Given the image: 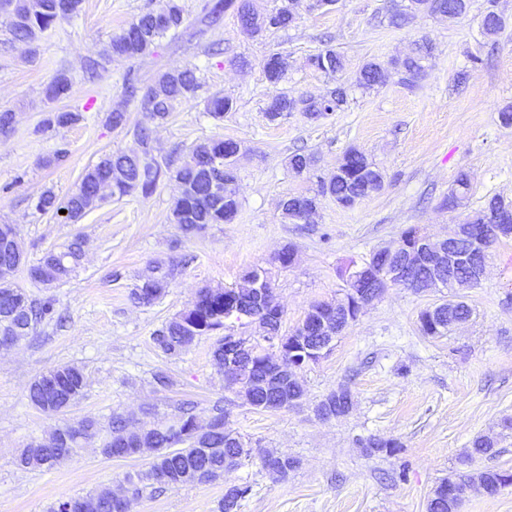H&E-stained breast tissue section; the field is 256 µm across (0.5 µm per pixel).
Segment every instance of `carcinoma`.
I'll return each instance as SVG.
<instances>
[{
    "label": "carcinoma",
    "instance_id": "carcinoma-1",
    "mask_svg": "<svg viewBox=\"0 0 512 512\" xmlns=\"http://www.w3.org/2000/svg\"><path fill=\"white\" fill-rule=\"evenodd\" d=\"M300 0H281V4L264 16L257 15L250 0H207L204 15L216 20L226 11L235 14L240 26L252 33L277 32L292 26L298 15ZM83 0H0V9L12 6L13 40L25 43L36 42L51 27L68 22L82 10ZM469 0H409L408 8L414 11L426 10L450 18H458L469 10ZM186 22L183 6L179 0H162L161 5L140 14L126 28L112 36L110 50L104 61L112 58L136 59L149 53L157 41L167 34L182 32ZM483 28L488 34H497L503 21L494 9L493 0H488L482 17ZM434 47L428 41L415 43L413 53L403 59L387 63L366 62L359 71L356 86L371 89L383 85L391 74L398 76L400 84L414 87L423 75L427 62L433 57ZM311 65L328 77L335 79L343 71L340 53L329 48L310 58ZM268 83L276 88L285 78L286 66L278 53L270 55L263 65ZM205 85L197 68L183 67L162 73L158 79L140 88L130 79L127 91L134 97L142 93L141 103L149 110L152 119L158 123L168 120L176 107L198 97ZM71 87V78L61 72L46 86L45 97L58 100ZM348 104V88L336 83L322 97L288 95L286 91H274L268 96L265 114L269 122L281 120L291 112H301L310 120L318 121L327 115L341 111ZM231 98L213 94L207 98L206 112L216 121L224 119V113L233 109ZM83 119L80 112L61 110L49 115L43 121L46 130L65 128ZM138 149L131 153H109L88 167L81 175L76 189L63 201L47 191L38 202V209L48 213H59L66 209V220L78 224L86 214L107 198L121 199L136 193L152 194L167 174L154 155L151 130L147 127L136 129ZM240 145L231 139H216L200 144L189 151L182 163L175 169L174 177L181 186V195L171 213L172 223L178 225L185 237H195L210 224H229L237 216L240 203L233 189L238 179L237 157ZM289 168L297 176L313 183L310 194H297L282 203L284 218L291 224H312L320 198L330 197L343 208H351L370 193L382 187L383 176L379 169L368 161L356 148L347 150L336 174L325 180L316 174L311 157L295 153L288 159ZM468 173L461 171L456 176L454 188L444 197L440 206L453 209L458 206L461 195L469 186ZM512 224V202L493 197L480 210L467 216L466 223L481 228L492 222ZM18 239L15 227L0 224V337L23 338L44 320L55 314L52 300L35 302L24 289L14 286L6 279V273L18 268L14 252ZM83 257V240L74 237L66 250L49 251L28 268L31 280L45 285L66 281L80 265ZM156 275L136 285L132 299L142 306H152L159 301L169 287L171 272L155 267ZM256 269L247 271L242 283L229 288V302L247 306L252 303L249 289L258 277ZM429 272L423 266L409 269L404 287L417 293L426 291ZM472 310L460 301L444 313V325L439 329L445 335L453 328L455 319H469ZM224 328V298L210 289L198 292L192 305L157 329L153 342L157 349L168 357L184 354L194 341ZM243 383L250 398V406L265 411H277L288 407V399L301 398L305 388L297 378L283 383L268 376L262 366L260 353L253 354L243 367ZM86 379L83 370L72 364L59 365L35 378L28 391L32 406L49 415L68 412L85 396ZM352 405L351 390L342 385L330 392L317 405L318 414L329 413L334 418L344 415ZM197 421L196 404L184 400L177 407V414L146 428L134 418L114 414L107 425L85 416L76 421H63L50 436L47 443L33 441L20 453L17 465L23 469L52 467L61 458V448L67 454L78 452L83 444L100 434H105L101 453L107 457L124 458L130 448L156 449L149 467L129 473L125 484L115 491L98 494L87 493L59 501L53 512H125L128 494L140 495L156 484L178 486L190 483H209L224 477L232 468L235 458L241 454L251 455L242 437L226 423L224 409L217 407L209 420V428L196 434L194 441L181 447L171 444L168 426L179 423L184 429H195ZM262 468L273 478L283 480L295 467V461L288 456L266 453L261 457ZM512 473L501 470H484L468 476H450L434 490L428 501V512H459L457 494L448 488L449 481L458 480L464 485L478 483L488 496L498 494L506 478ZM249 491L247 486L232 485L224 490L220 512H237L239 501Z\"/></svg>",
    "mask_w": 512,
    "mask_h": 512
}]
</instances>
